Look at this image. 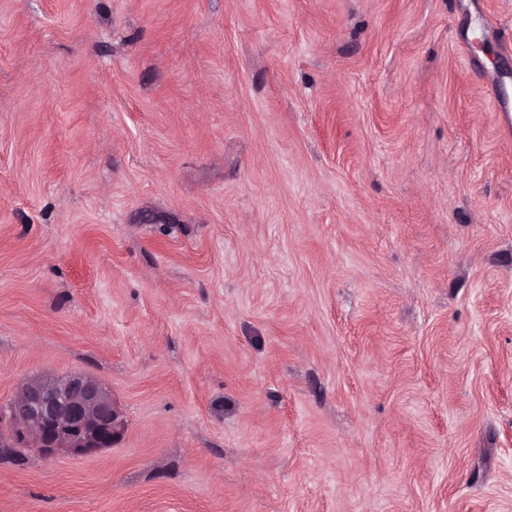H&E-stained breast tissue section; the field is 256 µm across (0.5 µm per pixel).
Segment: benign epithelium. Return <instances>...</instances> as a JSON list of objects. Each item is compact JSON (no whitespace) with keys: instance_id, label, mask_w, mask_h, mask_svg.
<instances>
[{"instance_id":"7a95c632","label":"benign epithelium","mask_w":512,"mask_h":512,"mask_svg":"<svg viewBox=\"0 0 512 512\" xmlns=\"http://www.w3.org/2000/svg\"><path fill=\"white\" fill-rule=\"evenodd\" d=\"M9 417L18 425L23 446L44 461L93 455L125 430L112 392L84 373L26 379L10 403Z\"/></svg>"}]
</instances>
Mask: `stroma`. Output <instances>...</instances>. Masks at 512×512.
I'll list each match as a JSON object with an SVG mask.
<instances>
[{
    "label": "stroma",
    "mask_w": 512,
    "mask_h": 512,
    "mask_svg": "<svg viewBox=\"0 0 512 512\" xmlns=\"http://www.w3.org/2000/svg\"><path fill=\"white\" fill-rule=\"evenodd\" d=\"M512 0H0V406L112 447L0 512H512ZM20 390L9 417L18 425L23 446L44 461L93 455L112 446L125 430L112 392L87 374L32 377Z\"/></svg>",
    "instance_id": "obj_1"
}]
</instances>
